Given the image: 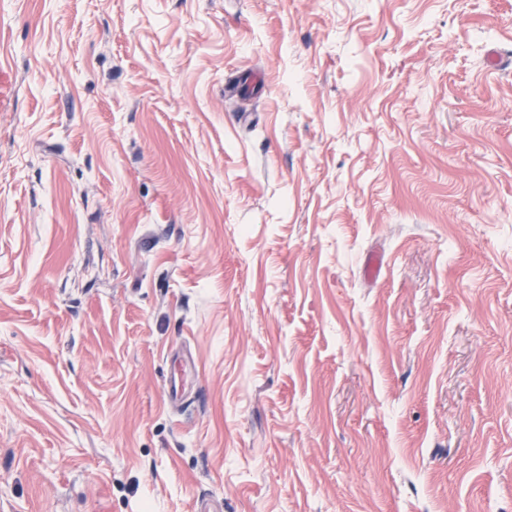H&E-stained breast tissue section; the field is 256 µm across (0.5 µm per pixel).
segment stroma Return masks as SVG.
I'll return each instance as SVG.
<instances>
[{
	"instance_id": "obj_1",
	"label": "stroma",
	"mask_w": 512,
	"mask_h": 512,
	"mask_svg": "<svg viewBox=\"0 0 512 512\" xmlns=\"http://www.w3.org/2000/svg\"><path fill=\"white\" fill-rule=\"evenodd\" d=\"M203 495L512 512V0H0V512Z\"/></svg>"
}]
</instances>
